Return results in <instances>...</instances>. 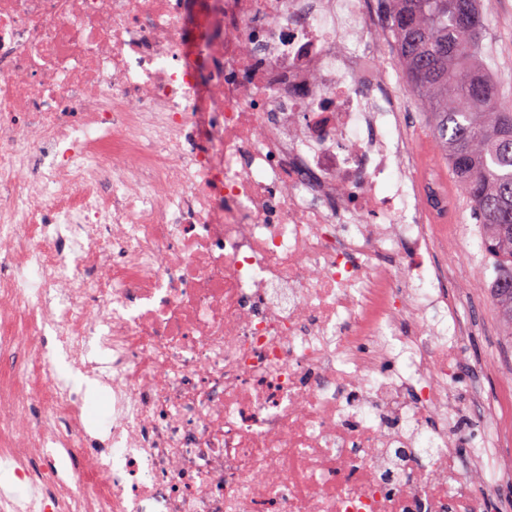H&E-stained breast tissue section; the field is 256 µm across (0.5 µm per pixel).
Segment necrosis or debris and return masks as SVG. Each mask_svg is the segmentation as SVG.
<instances>
[{
    "instance_id": "4bbe7bcc",
    "label": "necrosis or debris",
    "mask_w": 512,
    "mask_h": 512,
    "mask_svg": "<svg viewBox=\"0 0 512 512\" xmlns=\"http://www.w3.org/2000/svg\"><path fill=\"white\" fill-rule=\"evenodd\" d=\"M387 37L365 0H0L11 512L494 501L502 414L455 395L473 321L441 291L481 231L443 222ZM53 347L106 388L105 436Z\"/></svg>"
}]
</instances>
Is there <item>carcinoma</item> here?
Instances as JSON below:
<instances>
[{"mask_svg": "<svg viewBox=\"0 0 512 512\" xmlns=\"http://www.w3.org/2000/svg\"><path fill=\"white\" fill-rule=\"evenodd\" d=\"M397 61L492 258L512 338V108L484 63L480 0H384Z\"/></svg>", "mask_w": 512, "mask_h": 512, "instance_id": "1", "label": "carcinoma"}]
</instances>
